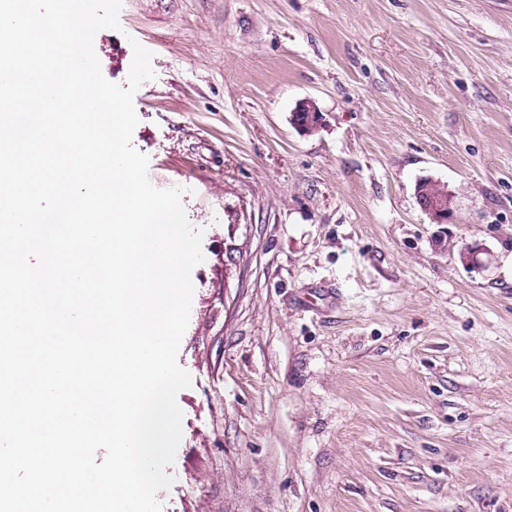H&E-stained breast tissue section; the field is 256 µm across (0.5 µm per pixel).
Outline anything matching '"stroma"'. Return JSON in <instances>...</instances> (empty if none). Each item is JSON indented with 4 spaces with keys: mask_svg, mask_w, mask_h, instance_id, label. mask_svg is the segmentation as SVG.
I'll list each match as a JSON object with an SVG mask.
<instances>
[{
    "mask_svg": "<svg viewBox=\"0 0 512 512\" xmlns=\"http://www.w3.org/2000/svg\"><path fill=\"white\" fill-rule=\"evenodd\" d=\"M119 24L101 72L151 52L132 144L204 231L163 512H512V0H122ZM303 112H313L314 117L312 121L306 122L305 120L300 119V117L304 115ZM291 120L296 128L308 134L318 131L324 124L323 113L311 101L300 102L294 108ZM417 189H420L422 192L433 197L444 196V198H448L447 204H438L436 201L422 196L419 192L416 193L417 203L420 208L429 215L432 223H452L454 219V207L453 196L451 193H449L444 187H441L439 184L430 180L421 182Z\"/></svg>",
    "mask_w": 512,
    "mask_h": 512,
    "instance_id": "obj_1",
    "label": "stroma"
}]
</instances>
